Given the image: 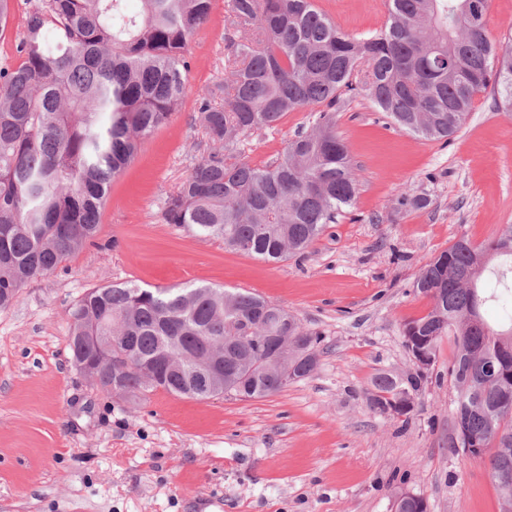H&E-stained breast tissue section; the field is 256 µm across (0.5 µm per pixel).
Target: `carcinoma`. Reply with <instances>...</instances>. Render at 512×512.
Wrapping results in <instances>:
<instances>
[{
	"mask_svg": "<svg viewBox=\"0 0 512 512\" xmlns=\"http://www.w3.org/2000/svg\"><path fill=\"white\" fill-rule=\"evenodd\" d=\"M38 0L18 45L0 67V308L29 281L94 242L108 187L144 139L164 125L188 90L187 45L210 19L211 0ZM385 28L367 39L341 31L313 0H230L224 81L200 95L196 120L211 151L164 202L168 224L268 262L303 254L353 205L358 180L336 132L344 96L365 93L401 130L424 139L462 129L474 97L494 81L512 111V49L490 40L489 0H389ZM366 79L353 83L359 72ZM224 97L217 107L212 100ZM316 113L272 164L235 155L241 138L275 127L296 109ZM428 312L406 321L412 357L436 363L455 337L448 377L455 424L490 455L491 479L512 461V224L488 243L465 237L425 262L413 284ZM269 301L209 286L89 289L69 315L72 363H96L116 394L161 389L195 397L199 358L224 340L215 395L273 396L312 373L321 337L289 313L288 328L260 311ZM501 307L508 327L482 320ZM112 337L100 362L102 337ZM429 369L379 372L368 406L407 417Z\"/></svg>",
	"mask_w": 512,
	"mask_h": 512,
	"instance_id": "cac0c4a2",
	"label": "carcinoma"
}]
</instances>
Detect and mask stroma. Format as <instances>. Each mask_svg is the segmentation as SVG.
I'll use <instances>...</instances> for the list:
<instances>
[{
    "label": "stroma",
    "instance_id": "35a3bbf8",
    "mask_svg": "<svg viewBox=\"0 0 512 512\" xmlns=\"http://www.w3.org/2000/svg\"><path fill=\"white\" fill-rule=\"evenodd\" d=\"M315 4L358 39L389 18L387 0ZM228 29V0H212L188 46L189 90L113 179L94 244L0 309V512H194L202 496L220 499L217 512H392L398 489L429 512H500L488 459L456 446L453 337L440 341L409 420L371 411L367 396L378 371L413 367L402 326L430 307L413 288L422 264L460 237L478 245L512 224V112L488 90L458 133L425 140L366 96L347 100L336 130L356 203L303 257L267 262L163 217L210 150L198 96L224 78ZM313 120L307 109L286 113L243 142V157L275 161ZM405 192L427 206L401 207ZM125 282L259 295L322 334L318 366L263 399L104 394L70 361L69 312L87 290Z\"/></svg>",
    "mask_w": 512,
    "mask_h": 512
}]
</instances>
